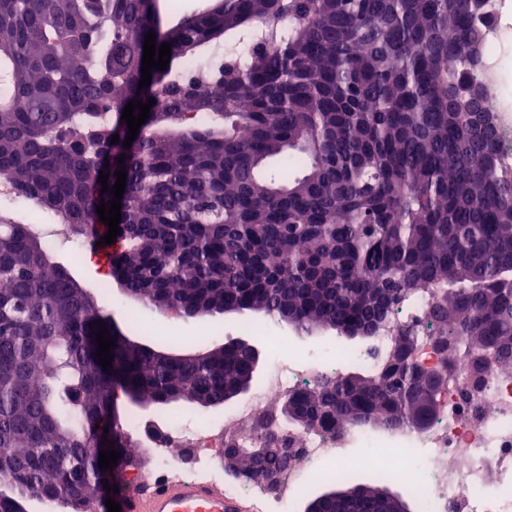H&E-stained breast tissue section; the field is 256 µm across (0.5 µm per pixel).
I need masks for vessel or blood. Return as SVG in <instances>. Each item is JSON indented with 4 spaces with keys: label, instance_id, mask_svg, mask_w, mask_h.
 <instances>
[{
    "label": "vessel or blood",
    "instance_id": "b4317fda",
    "mask_svg": "<svg viewBox=\"0 0 512 512\" xmlns=\"http://www.w3.org/2000/svg\"><path fill=\"white\" fill-rule=\"evenodd\" d=\"M125 512H246V507L212 484L177 478L128 494Z\"/></svg>",
    "mask_w": 512,
    "mask_h": 512
}]
</instances>
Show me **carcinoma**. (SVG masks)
<instances>
[{
    "label": "carcinoma",
    "mask_w": 512,
    "mask_h": 512,
    "mask_svg": "<svg viewBox=\"0 0 512 512\" xmlns=\"http://www.w3.org/2000/svg\"><path fill=\"white\" fill-rule=\"evenodd\" d=\"M150 33L171 57L141 88ZM485 38L471 0H219L165 31L156 0H0V174L90 236L125 170L115 260L147 309L372 338L382 315L433 288L440 367L466 356L512 371V168L462 103L480 82L467 50ZM200 60L207 70L189 74ZM149 99L123 146L125 106ZM274 159L282 171L266 172ZM98 294L0 213V512L27 500L90 512L112 479L98 465L105 438L135 467L141 443L112 416L116 389L175 418L254 377L229 343L185 354L148 337L113 338L102 369ZM414 343L404 328L382 372L290 396L303 423L430 426L447 383L427 394ZM287 470L245 448L236 473L272 486Z\"/></svg>",
    "instance_id": "1"
}]
</instances>
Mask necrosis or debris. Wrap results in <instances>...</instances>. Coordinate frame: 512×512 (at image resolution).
<instances>
[{"label":"necrosis or debris","mask_w":512,"mask_h":512,"mask_svg":"<svg viewBox=\"0 0 512 512\" xmlns=\"http://www.w3.org/2000/svg\"><path fill=\"white\" fill-rule=\"evenodd\" d=\"M485 27L486 109L500 130V153L511 162L512 0H490ZM430 301L428 291H419L414 304L375 336L364 353L340 346L327 358L312 362L278 350L266 368L260 393L226 410L223 422L200 429L168 420L143 422L137 433L152 463L147 473L133 478V485L142 486L150 476L158 482L175 475L204 479L222 484L225 495L245 502L249 512H290L298 491L314 487L326 476L383 473L392 484H400L411 468L407 446L415 443L425 450L413 488L420 512H512V372L492 365L477 374L464 363L452 367L437 419L421 431L357 427L328 433L288 427L273 418L270 445L279 446L288 439L301 450L278 490L240 477L227 480L218 463L225 446L255 447L251 424L292 393L316 388L322 377L340 376L354 364L369 371L378 369L404 325L416 330L418 362H438L427 329ZM355 443L364 447V454L351 453Z\"/></svg>","instance_id":"4bbe7bcc"}]
</instances>
